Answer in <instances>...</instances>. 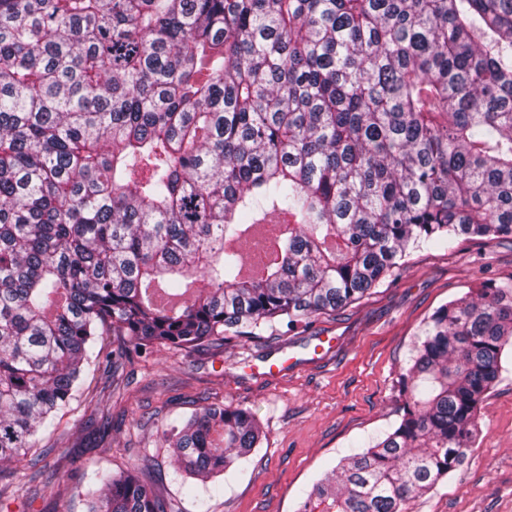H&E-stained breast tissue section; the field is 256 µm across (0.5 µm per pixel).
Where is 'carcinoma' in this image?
I'll list each match as a JSON object with an SVG mask.
<instances>
[{
    "label": "carcinoma",
    "instance_id": "obj_1",
    "mask_svg": "<svg viewBox=\"0 0 512 512\" xmlns=\"http://www.w3.org/2000/svg\"><path fill=\"white\" fill-rule=\"evenodd\" d=\"M510 236L512 0H0V478L40 474L92 366L307 326L417 249ZM508 347L512 281L437 308L400 421L299 512H408L475 447ZM165 441L191 493L261 434L228 404ZM84 497L169 512L135 463Z\"/></svg>",
    "mask_w": 512,
    "mask_h": 512
}]
</instances>
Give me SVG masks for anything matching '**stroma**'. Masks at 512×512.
I'll return each instance as SVG.
<instances>
[{
    "instance_id": "35a3bbf8",
    "label": "stroma",
    "mask_w": 512,
    "mask_h": 512,
    "mask_svg": "<svg viewBox=\"0 0 512 512\" xmlns=\"http://www.w3.org/2000/svg\"><path fill=\"white\" fill-rule=\"evenodd\" d=\"M489 280H512V238L413 251L360 300L276 340L190 352L157 347L132 356L117 378L88 370L95 405L71 402L58 431L41 440L48 450L43 475L16 474L35 495L31 507L22 509L8 493L0 504L8 512H86L82 493L95 471L135 460L172 512H297L314 481L397 424L398 380L428 317ZM324 336L335 346L316 353ZM272 364L279 374L269 373ZM502 365L477 413L467 461L416 498L410 512H512L511 348ZM224 404L249 409L265 437L236 472L186 494L164 433Z\"/></svg>"
}]
</instances>
